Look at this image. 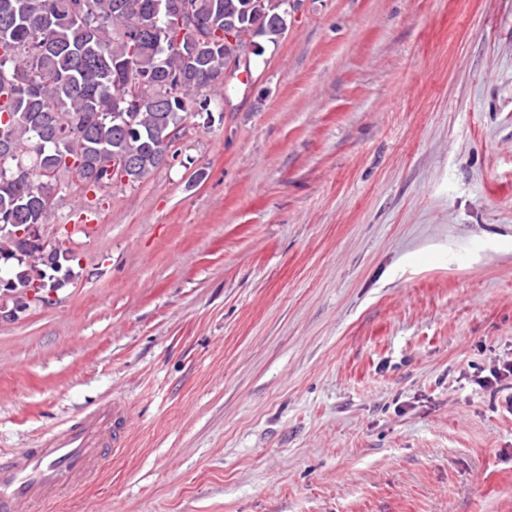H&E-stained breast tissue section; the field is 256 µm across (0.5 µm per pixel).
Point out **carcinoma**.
I'll return each mask as SVG.
<instances>
[{
    "mask_svg": "<svg viewBox=\"0 0 512 512\" xmlns=\"http://www.w3.org/2000/svg\"><path fill=\"white\" fill-rule=\"evenodd\" d=\"M196 28L181 32L173 5ZM289 0H0V298L15 312L45 300L73 277L71 249L61 277L42 249H24L15 225L43 227L60 176L102 190L120 175L103 156L134 162L135 185L163 168L161 153L186 131L195 106L214 101L224 74L252 76L245 49L277 41ZM238 21L224 35V21Z\"/></svg>",
    "mask_w": 512,
    "mask_h": 512,
    "instance_id": "1",
    "label": "carcinoma"
}]
</instances>
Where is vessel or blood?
<instances>
[{
	"label": "vessel or blood",
	"mask_w": 512,
	"mask_h": 512,
	"mask_svg": "<svg viewBox=\"0 0 512 512\" xmlns=\"http://www.w3.org/2000/svg\"><path fill=\"white\" fill-rule=\"evenodd\" d=\"M127 426L118 404L85 410L40 448H16L0 456V512H25L59 486L75 487L98 474Z\"/></svg>",
	"instance_id": "obj_1"
}]
</instances>
